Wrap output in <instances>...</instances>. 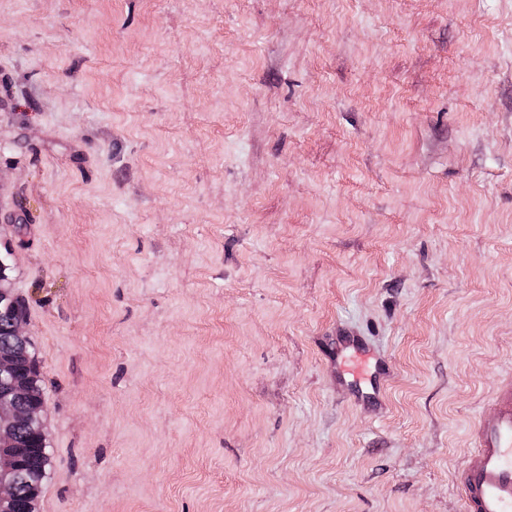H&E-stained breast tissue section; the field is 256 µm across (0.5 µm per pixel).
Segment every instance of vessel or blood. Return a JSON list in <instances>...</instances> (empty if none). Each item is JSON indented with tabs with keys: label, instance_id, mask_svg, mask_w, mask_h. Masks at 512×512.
Segmentation results:
<instances>
[{
	"label": "vessel or blood",
	"instance_id": "1",
	"mask_svg": "<svg viewBox=\"0 0 512 512\" xmlns=\"http://www.w3.org/2000/svg\"><path fill=\"white\" fill-rule=\"evenodd\" d=\"M492 417L471 423L475 447L457 471L464 512H512V378L498 390Z\"/></svg>",
	"mask_w": 512,
	"mask_h": 512
}]
</instances>
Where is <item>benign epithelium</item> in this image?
Here are the masks:
<instances>
[{
  "mask_svg": "<svg viewBox=\"0 0 512 512\" xmlns=\"http://www.w3.org/2000/svg\"><path fill=\"white\" fill-rule=\"evenodd\" d=\"M18 361L0 354V512H30L29 503L20 500L14 491L17 467L26 456L15 435L16 426L23 421L41 418V406L27 412L16 410V400L25 391L24 382L16 378Z\"/></svg>",
  "mask_w": 512,
  "mask_h": 512,
  "instance_id": "1",
  "label": "benign epithelium"
}]
</instances>
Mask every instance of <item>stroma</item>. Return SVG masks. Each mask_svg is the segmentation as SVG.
Wrapping results in <instances>:
<instances>
[{
    "mask_svg": "<svg viewBox=\"0 0 512 512\" xmlns=\"http://www.w3.org/2000/svg\"><path fill=\"white\" fill-rule=\"evenodd\" d=\"M1 254L37 512H461L512 375V0H0Z\"/></svg>",
    "mask_w": 512,
    "mask_h": 512,
    "instance_id": "obj_1",
    "label": "stroma"
}]
</instances>
